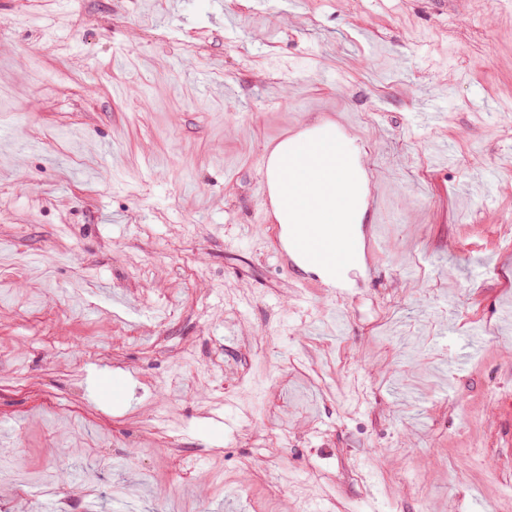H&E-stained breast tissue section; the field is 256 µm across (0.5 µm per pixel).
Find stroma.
Here are the masks:
<instances>
[{"instance_id": "obj_1", "label": "stroma", "mask_w": 512, "mask_h": 512, "mask_svg": "<svg viewBox=\"0 0 512 512\" xmlns=\"http://www.w3.org/2000/svg\"><path fill=\"white\" fill-rule=\"evenodd\" d=\"M340 112L383 240L328 288L265 162ZM1 138L0 512H494L512 0H0Z\"/></svg>"}]
</instances>
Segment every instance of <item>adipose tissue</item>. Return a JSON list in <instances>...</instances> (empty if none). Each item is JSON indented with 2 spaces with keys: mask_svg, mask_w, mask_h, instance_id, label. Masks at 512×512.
Here are the masks:
<instances>
[{
  "mask_svg": "<svg viewBox=\"0 0 512 512\" xmlns=\"http://www.w3.org/2000/svg\"><path fill=\"white\" fill-rule=\"evenodd\" d=\"M266 183L289 254L324 284L343 286L363 264L369 177L357 138L315 123L275 146Z\"/></svg>",
  "mask_w": 512,
  "mask_h": 512,
  "instance_id": "obj_1",
  "label": "adipose tissue"
}]
</instances>
